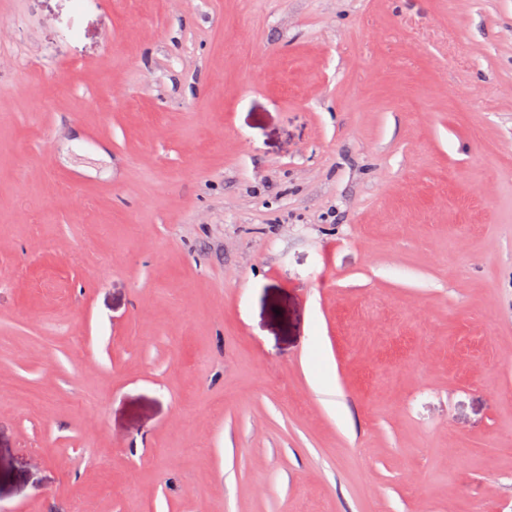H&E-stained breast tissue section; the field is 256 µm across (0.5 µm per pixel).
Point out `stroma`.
I'll use <instances>...</instances> for the list:
<instances>
[{
  "mask_svg": "<svg viewBox=\"0 0 512 512\" xmlns=\"http://www.w3.org/2000/svg\"><path fill=\"white\" fill-rule=\"evenodd\" d=\"M512 512V0H0V512Z\"/></svg>",
  "mask_w": 512,
  "mask_h": 512,
  "instance_id": "35a3bbf8",
  "label": "stroma"
}]
</instances>
